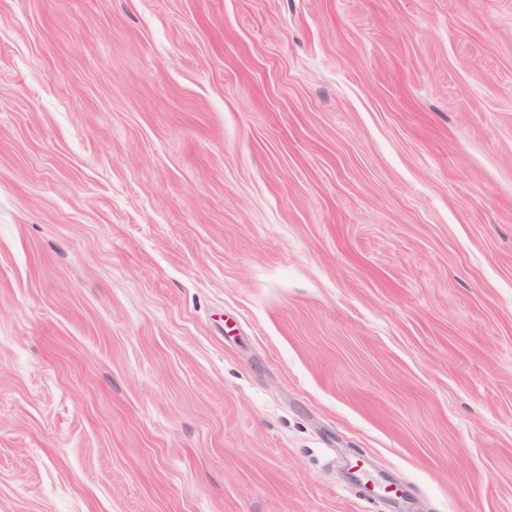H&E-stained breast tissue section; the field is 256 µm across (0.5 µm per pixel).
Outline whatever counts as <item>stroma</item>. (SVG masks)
I'll use <instances>...</instances> for the list:
<instances>
[{
	"mask_svg": "<svg viewBox=\"0 0 512 512\" xmlns=\"http://www.w3.org/2000/svg\"><path fill=\"white\" fill-rule=\"evenodd\" d=\"M0 512H512V0H0Z\"/></svg>",
	"mask_w": 512,
	"mask_h": 512,
	"instance_id": "1",
	"label": "stroma"
}]
</instances>
